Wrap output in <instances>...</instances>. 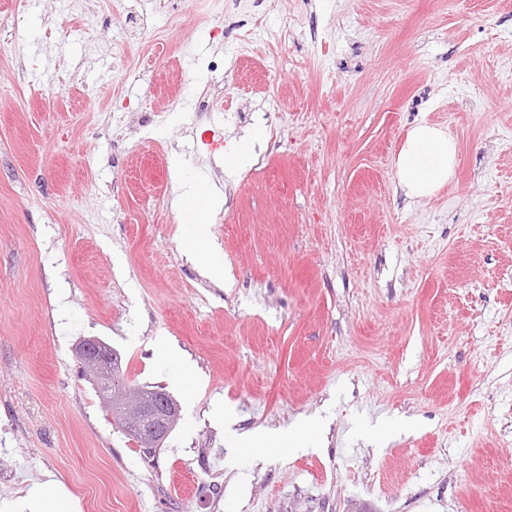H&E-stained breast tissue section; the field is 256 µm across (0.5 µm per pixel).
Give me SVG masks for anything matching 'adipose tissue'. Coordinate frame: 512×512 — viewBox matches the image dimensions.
Masks as SVG:
<instances>
[{"mask_svg": "<svg viewBox=\"0 0 512 512\" xmlns=\"http://www.w3.org/2000/svg\"><path fill=\"white\" fill-rule=\"evenodd\" d=\"M456 161L455 139L437 126L419 122L407 132L396 159L399 186L407 197L430 198L451 180ZM320 426V420L313 419L299 430L248 431L236 435L235 440L240 451L263 457L297 445L302 433L317 432Z\"/></svg>", "mask_w": 512, "mask_h": 512, "instance_id": "adipose-tissue-1", "label": "adipose tissue"}]
</instances>
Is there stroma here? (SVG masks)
I'll list each match as a JSON object with an SVG mask.
<instances>
[{
    "label": "stroma",
    "mask_w": 512,
    "mask_h": 512,
    "mask_svg": "<svg viewBox=\"0 0 512 512\" xmlns=\"http://www.w3.org/2000/svg\"><path fill=\"white\" fill-rule=\"evenodd\" d=\"M423 120L458 162L421 201ZM179 175L224 196L223 281ZM88 337L177 402L153 455ZM309 417L315 450L236 449ZM41 483L77 512H512V0H0V512ZM457 161L455 139L421 121L407 132L396 159L400 188L413 199H428L451 180ZM78 357L83 365L96 363L101 365L99 375H107L112 365V348L97 338L82 340L77 348Z\"/></svg>",
    "instance_id": "1"
}]
</instances>
